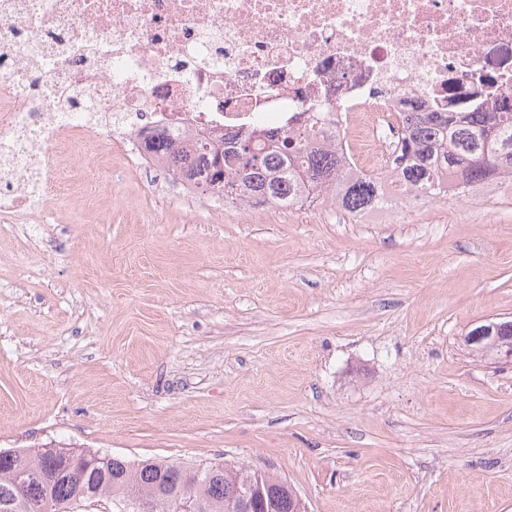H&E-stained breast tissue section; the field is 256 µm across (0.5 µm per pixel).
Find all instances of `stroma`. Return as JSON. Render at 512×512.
Wrapping results in <instances>:
<instances>
[{"instance_id":"stroma-1","label":"stroma","mask_w":512,"mask_h":512,"mask_svg":"<svg viewBox=\"0 0 512 512\" xmlns=\"http://www.w3.org/2000/svg\"><path fill=\"white\" fill-rule=\"evenodd\" d=\"M0 223V449L270 469L308 512H512V181L355 220L225 212L55 157ZM483 325H480V324ZM477 324L471 333L464 336L463 340L472 351L485 356H492L498 363L512 364V343L508 336H498L503 324L485 320Z\"/></svg>"}]
</instances>
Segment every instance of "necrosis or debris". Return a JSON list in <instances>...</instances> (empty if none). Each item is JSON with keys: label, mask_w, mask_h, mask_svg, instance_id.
<instances>
[{"label": "necrosis or debris", "mask_w": 512, "mask_h": 512, "mask_svg": "<svg viewBox=\"0 0 512 512\" xmlns=\"http://www.w3.org/2000/svg\"><path fill=\"white\" fill-rule=\"evenodd\" d=\"M512 92V0H0V222L26 224L40 156L86 143L129 170L192 189L150 130L185 142L330 111L363 174L405 215L388 167L404 98L427 110Z\"/></svg>", "instance_id": "necrosis-or-debris-1"}]
</instances>
